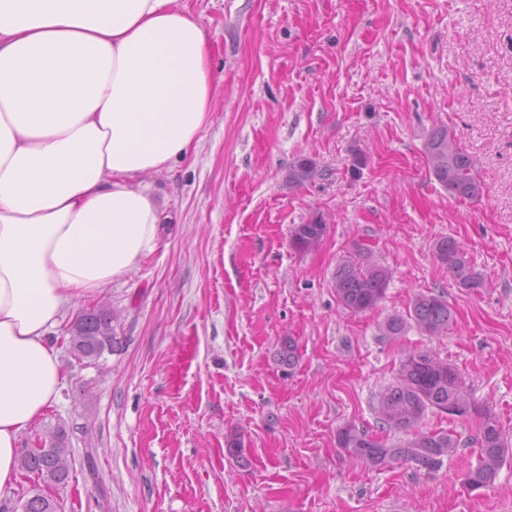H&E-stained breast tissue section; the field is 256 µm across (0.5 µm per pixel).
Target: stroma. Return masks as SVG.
Instances as JSON below:
<instances>
[{
  "instance_id": "1",
  "label": "stroma",
  "mask_w": 512,
  "mask_h": 512,
  "mask_svg": "<svg viewBox=\"0 0 512 512\" xmlns=\"http://www.w3.org/2000/svg\"><path fill=\"white\" fill-rule=\"evenodd\" d=\"M188 5L219 78L213 122L189 158L148 179L165 218L154 249L52 330L64 387L20 445L64 425L68 483L20 471L0 512L38 492L57 512H512V452L492 486L463 484L482 413L512 432V0ZM442 124L474 161L476 199L428 170L424 144ZM303 157L322 174L298 184ZM317 216L323 240L293 249L292 226ZM445 237L485 288L457 287L438 263ZM350 258L391 271L383 299L359 314L333 287ZM428 292L448 301V334L408 322L384 335ZM100 306L120 343L92 364L61 338ZM287 336L299 362L286 372L273 354ZM423 349L461 373L474 408L430 409L418 424L454 431L456 454L432 473L350 459L336 442L344 425L402 440L376 401L404 354ZM234 434L239 458L227 452Z\"/></svg>"
}]
</instances>
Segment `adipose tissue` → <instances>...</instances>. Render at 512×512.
I'll use <instances>...</instances> for the list:
<instances>
[{"mask_svg":"<svg viewBox=\"0 0 512 512\" xmlns=\"http://www.w3.org/2000/svg\"><path fill=\"white\" fill-rule=\"evenodd\" d=\"M216 86L178 0H0V494L61 392L50 328L153 250L145 179L197 144Z\"/></svg>","mask_w":512,"mask_h":512,"instance_id":"obj_1","label":"adipose tissue"}]
</instances>
